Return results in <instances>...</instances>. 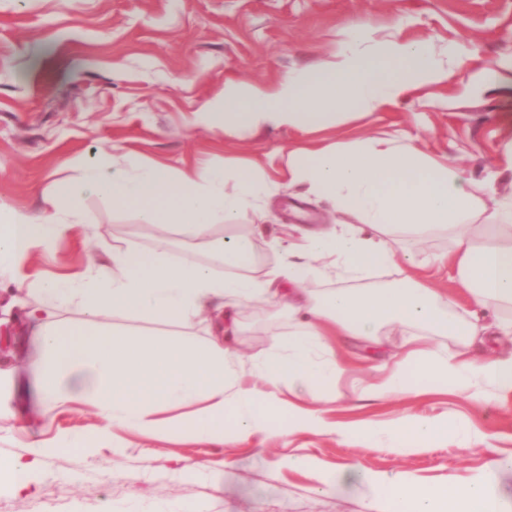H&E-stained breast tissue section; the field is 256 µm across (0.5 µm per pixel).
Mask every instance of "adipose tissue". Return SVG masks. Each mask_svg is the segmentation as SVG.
Instances as JSON below:
<instances>
[{"label": "adipose tissue", "mask_w": 512, "mask_h": 512, "mask_svg": "<svg viewBox=\"0 0 512 512\" xmlns=\"http://www.w3.org/2000/svg\"><path fill=\"white\" fill-rule=\"evenodd\" d=\"M369 33L360 25L343 31L332 60L319 70L291 74L268 84L229 81L222 97L205 102L198 121L216 135L266 125L310 130L337 112L379 109L426 90L448 77L447 61L423 43L392 40L388 54L368 51ZM78 179L62 183L47 197L50 212L33 217L0 200V269L17 270L33 249L56 245L73 225L89 223L80 201L88 194L133 209L143 224L177 227L208 243L209 261H175L165 246L142 253L116 249L104 265L89 264L75 278L29 281L30 293L45 304L28 309L38 328L35 386L40 412L50 416L63 402L92 403L106 420L94 438L66 437L65 447L90 449L111 439L115 426L138 427L170 437L180 432L207 441L233 433L240 441L265 434L277 423L286 432L318 431L323 420L291 400L278 397L281 384L319 397L336 385L344 367L329 345L331 336L375 339L396 324L415 329L402 356L392 357L389 374L360 389L363 398L385 399L403 391L424 395L448 385L469 392L474 383L493 394L512 392V353L478 360L446 353L425 335L453 336L465 349L499 336H512V320L490 321L485 312L512 305V201L500 202L488 232L476 238L466 218L492 195L493 183L475 180L448 162L429 156L420 145L388 139L355 146H310L289 151V183L307 186L342 210L359 214L358 224L308 233L290 245L288 261L257 269L245 241H208L210 230L235 222L238 214L269 194L275 184L256 165L179 172L160 163L114 168L108 158L76 161ZM446 233L451 246L441 255L468 294L467 315L458 314L446 290L414 274L381 287L361 282L378 266L406 264L402 235ZM226 273L217 276L215 266ZM336 274L346 287L316 294L301 283L314 273ZM226 308L259 299L278 300L299 314L288 339L272 337L273 350L255 369L260 384L243 385L237 351L223 338L196 344L183 338L126 336L90 325L48 327L50 305L68 304L88 317L112 310L123 316L172 318L186 323L208 312L214 299ZM205 409L173 423L155 417L158 403ZM392 450L456 438L470 445L473 430L441 418L404 415L389 429ZM371 489L388 500L392 512H500L488 481L438 491L404 476L372 477Z\"/></svg>", "instance_id": "obj_1"}]
</instances>
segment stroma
I'll return each instance as SVG.
<instances>
[{
	"label": "stroma",
	"mask_w": 512,
	"mask_h": 512,
	"mask_svg": "<svg viewBox=\"0 0 512 512\" xmlns=\"http://www.w3.org/2000/svg\"><path fill=\"white\" fill-rule=\"evenodd\" d=\"M394 22L401 41L456 49L447 82L430 98L342 114L315 131L267 126L220 138L195 120L225 82L271 83L317 68L336 53L344 28L368 26L372 50L383 52ZM375 138H413L467 177L494 175L487 209L471 223H486L488 209L512 198V0H0V199L29 214H42L55 185L78 177L74 158L90 154L108 156L118 168L160 162L174 172L256 162L278 189L210 236L261 242L268 265H278L288 260L284 226L317 231L359 221L306 186L281 183L289 150ZM82 205L91 223L76 225L54 248L34 250L19 274L0 271V326L10 343L0 374L13 378L0 401V456L24 459L31 445L89 436L105 424L86 402L41 417L31 370L36 328L26 318L18 279L80 273L106 249L147 251L162 240L175 260L208 258L196 241L157 234L111 200L90 195ZM406 248L417 273L466 308L452 270L435 260L448 249L447 235L411 238ZM239 320L237 371L253 385L259 381L253 361L266 355L272 336L287 337L292 327L266 301L242 307ZM97 323L198 343L224 332L220 320L185 324L109 313ZM402 339V330L388 326L378 346L333 340L346 373L335 391L299 400L325 421L319 432L276 427L246 442L229 436L211 442L116 427L111 446L89 457L77 448L44 455L31 489L0 488V512H391L367 478L397 474L428 489L484 478L503 512H512V393L472 400L448 387L358 398L360 387L382 379L380 366ZM405 414L466 423L479 438L468 447L451 438L424 451H391L386 430ZM365 420L381 426L374 439L346 442L336 433L337 424ZM289 455L305 466L284 465Z\"/></svg>",
	"instance_id": "obj_1"
}]
</instances>
